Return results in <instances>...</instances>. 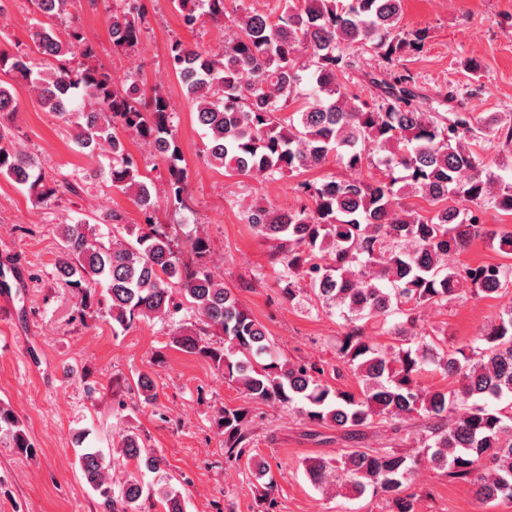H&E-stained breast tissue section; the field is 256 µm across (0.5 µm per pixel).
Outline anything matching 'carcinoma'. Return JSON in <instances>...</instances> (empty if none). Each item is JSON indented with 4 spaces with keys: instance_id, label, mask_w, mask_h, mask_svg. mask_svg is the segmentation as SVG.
Returning a JSON list of instances; mask_svg holds the SVG:
<instances>
[{
    "instance_id": "cac0c4a2",
    "label": "carcinoma",
    "mask_w": 512,
    "mask_h": 512,
    "mask_svg": "<svg viewBox=\"0 0 512 512\" xmlns=\"http://www.w3.org/2000/svg\"><path fill=\"white\" fill-rule=\"evenodd\" d=\"M47 21L31 34L33 46L8 55L0 68L29 82L39 101L72 127L82 150L102 147L112 155V188L129 193L144 217L135 242L120 235L103 239L89 222L59 227L57 279L77 298L80 318L107 314L112 330L165 318L187 305L196 321L171 337L178 350L201 356L254 402L276 403L319 426L354 439L377 421L394 429L420 418L419 451L354 448L343 455L309 461L312 484L344 482L390 502L394 512H413L403 495L420 458L454 480L476 486L486 501L512 500V310L454 350L438 336L408 332L420 309L446 307L462 297H491L512 285L508 263H451L476 238L497 243L512 256V230L482 223L488 208L512 213V185L494 189L500 177L475 149L487 138L512 153V121L470 112H427L416 103L411 76L375 79L380 89L368 102L350 92L342 78L352 67L349 50L364 48L390 64L418 50L421 31L400 28L402 0H288L277 17L246 12L217 51H200L175 40L170 66L195 107L209 137L208 163L229 176L267 180L320 168L331 161L368 172L365 178L334 175L300 183L311 205L287 211L258 201L246 223L270 243L269 262L284 268L281 295L294 301L306 282L315 299L346 322L338 347L341 368L359 379L356 393L323 380L317 363L282 359L265 327L240 305L235 292L203 263L194 265L173 250L160 224L153 194L116 129L131 133L167 165L171 200L185 204L189 173L171 124L172 106L159 89L150 97L134 77L115 81L99 66L93 43L78 25L60 31L48 20L67 0H31ZM192 28L206 16L221 22L226 0H173ZM143 17L134 8L112 12V40L121 50L140 41ZM310 91L300 98L298 87ZM17 112L0 85V174L47 202L77 192L69 181L46 182L37 163L17 144L2 119ZM433 206L424 215L404 199ZM396 314L399 344L366 335L365 324ZM433 366L456 379L451 389H424L418 382ZM138 396L156 398L153 378L139 375ZM252 417L245 407L224 408L216 423L224 433L227 461L251 453ZM12 436L20 456L34 452L13 411L0 405V431ZM124 456L149 470L165 458L137 433L123 436ZM83 476L99 498L100 512H185L181 493L170 486L144 490L134 477L114 488L109 462L97 448L78 456Z\"/></svg>"
}]
</instances>
